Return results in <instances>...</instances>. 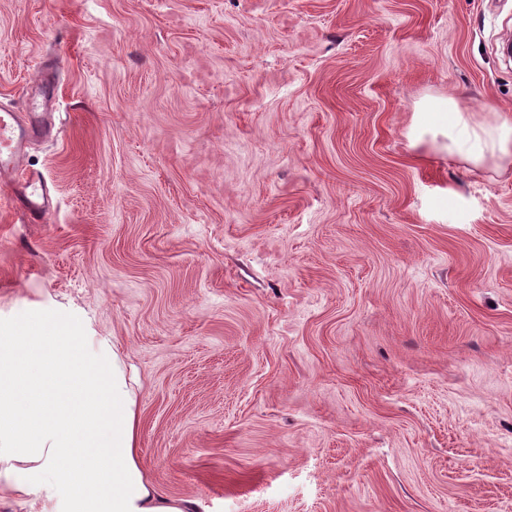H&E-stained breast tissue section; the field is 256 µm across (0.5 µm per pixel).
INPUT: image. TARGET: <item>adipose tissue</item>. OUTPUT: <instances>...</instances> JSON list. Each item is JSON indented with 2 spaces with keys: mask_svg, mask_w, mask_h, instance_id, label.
I'll return each instance as SVG.
<instances>
[{
  "mask_svg": "<svg viewBox=\"0 0 512 512\" xmlns=\"http://www.w3.org/2000/svg\"><path fill=\"white\" fill-rule=\"evenodd\" d=\"M451 152L478 165L512 157V122L487 123L449 99ZM30 512H194L144 469L137 399L116 342L81 311L0 321V501Z\"/></svg>",
  "mask_w": 512,
  "mask_h": 512,
  "instance_id": "ef3b65f1",
  "label": "adipose tissue"
}]
</instances>
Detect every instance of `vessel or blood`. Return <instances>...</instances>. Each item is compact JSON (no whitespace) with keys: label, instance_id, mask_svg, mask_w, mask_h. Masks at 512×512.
<instances>
[{"label":"vessel or blood","instance_id":"1","mask_svg":"<svg viewBox=\"0 0 512 512\" xmlns=\"http://www.w3.org/2000/svg\"><path fill=\"white\" fill-rule=\"evenodd\" d=\"M45 133L42 113L0 108V188L31 224L46 223L52 214L46 182L21 173L28 142Z\"/></svg>","mask_w":512,"mask_h":512}]
</instances>
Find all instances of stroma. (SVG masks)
Instances as JSON below:
<instances>
[{"label":"stroma","instance_id":"35a3bbf8","mask_svg":"<svg viewBox=\"0 0 512 512\" xmlns=\"http://www.w3.org/2000/svg\"><path fill=\"white\" fill-rule=\"evenodd\" d=\"M512 0H0V105L59 73L0 206V320L84 309L196 512H512ZM448 149L473 165H479L486 151L503 158L512 157V122L487 123L477 120L474 111L448 97ZM47 133L42 112L0 108V185L11 206L29 224H45L51 217L49 190L39 176H22L25 148Z\"/></svg>","mask_w":512,"mask_h":512}]
</instances>
